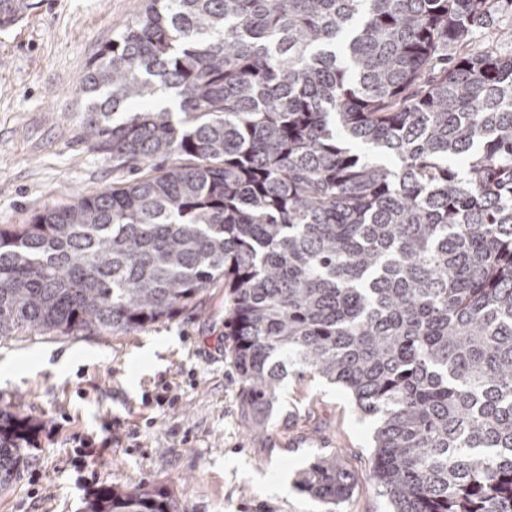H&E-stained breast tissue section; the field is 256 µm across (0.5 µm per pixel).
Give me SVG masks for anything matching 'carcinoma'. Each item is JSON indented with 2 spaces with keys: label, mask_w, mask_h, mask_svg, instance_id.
<instances>
[{
  "label": "carcinoma",
  "mask_w": 512,
  "mask_h": 512,
  "mask_svg": "<svg viewBox=\"0 0 512 512\" xmlns=\"http://www.w3.org/2000/svg\"><path fill=\"white\" fill-rule=\"evenodd\" d=\"M512 0H147L83 126L150 172L0 229V338L115 336L224 283L241 415L298 365L377 421L391 512H512ZM38 425L0 408V491ZM296 484L337 512L336 455ZM81 512H180L106 486Z\"/></svg>",
  "instance_id": "obj_1"
}]
</instances>
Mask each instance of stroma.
Instances as JSON below:
<instances>
[{
  "label": "stroma",
  "instance_id": "stroma-1",
  "mask_svg": "<svg viewBox=\"0 0 512 512\" xmlns=\"http://www.w3.org/2000/svg\"><path fill=\"white\" fill-rule=\"evenodd\" d=\"M145 4L14 0L0 21V228L131 180L84 137L77 89ZM0 408L39 426L0 512H80L111 484L167 488L183 512H319L295 480L330 453L355 479L339 512H390L371 479L376 421L342 387L289 367L264 433L246 428L220 285L141 331L0 339Z\"/></svg>",
  "mask_w": 512,
  "mask_h": 512
}]
</instances>
